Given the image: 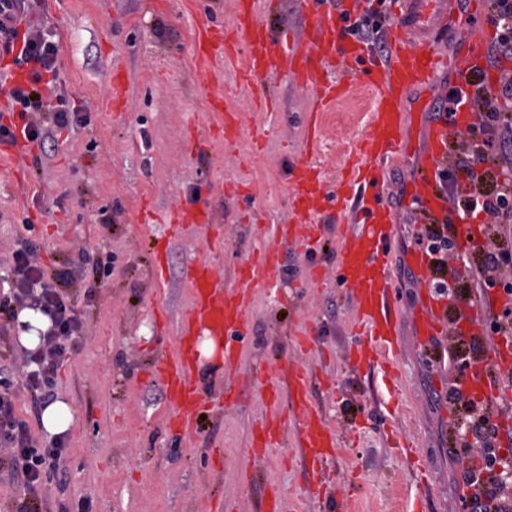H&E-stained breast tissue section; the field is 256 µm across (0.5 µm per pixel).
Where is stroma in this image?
Segmentation results:
<instances>
[{
  "instance_id": "stroma-1",
  "label": "stroma",
  "mask_w": 512,
  "mask_h": 512,
  "mask_svg": "<svg viewBox=\"0 0 512 512\" xmlns=\"http://www.w3.org/2000/svg\"><path fill=\"white\" fill-rule=\"evenodd\" d=\"M236 0H26L37 31L59 47L56 91L79 120L55 129L44 148L0 154V270L17 238L31 241L45 266L70 269L100 250L113 257L104 282L77 283L85 339L59 369L56 398L72 422L64 464L51 475L50 512H263L275 487L284 512H464L462 468L448 443L450 409L437 399L448 389L440 365H426L411 315L420 288L394 276L404 314L398 330L400 395L383 402L374 373L350 366L357 331L353 303L336 279L342 235L356 232L348 218L324 212L320 239L310 242L294 225L288 200L293 170L309 159L335 189L357 160L374 106L360 84L320 113L323 145L305 152L313 93L285 70L266 77L264 92L241 77L242 63L214 61L210 93L194 84L198 59L193 34L201 26L230 28ZM275 35L305 40L311 21L300 0L257 7ZM449 59L431 84L413 92L403 109L412 116L411 148L389 162L383 189L397 191L394 174L413 181L428 147L431 112L447 85L458 43L440 41ZM126 86L114 108L113 74ZM223 97L212 109L210 94ZM237 115L231 140H191L192 130L220 126L223 112ZM210 206L213 221L189 224L174 235H145L143 224L177 209ZM275 245L278 292L264 279H247V265ZM163 262H156V253ZM209 261L230 290L245 289L249 332L237 343L233 367L223 346L203 357L196 376L203 402L193 436L171 432L165 421L166 390L153 378L157 354L175 355L177 328L192 302L184 277L188 264ZM322 276L309 280L308 267ZM312 334L308 352L293 340ZM305 368L311 400L336 431L338 447L321 493L308 490L305 461L295 436L268 453L253 435L272 415L288 416L291 403L271 384L290 366ZM267 384L258 383V367ZM22 366L10 382L16 411L39 444L50 438L42 410L22 386ZM233 398H226V384ZM409 439L430 472L420 489L412 460L397 443Z\"/></svg>"
}]
</instances>
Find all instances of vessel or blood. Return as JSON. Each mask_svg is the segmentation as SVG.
I'll list each match as a JSON object with an SVG mask.
<instances>
[{
  "label": "vessel or blood",
  "mask_w": 512,
  "mask_h": 512,
  "mask_svg": "<svg viewBox=\"0 0 512 512\" xmlns=\"http://www.w3.org/2000/svg\"><path fill=\"white\" fill-rule=\"evenodd\" d=\"M391 2L393 25L388 38L389 53L383 60L369 55L360 44L341 34V15L353 10L355 0H302V7L311 18V34L308 40L289 44L284 52L279 51L270 30L257 20L254 0H236L234 24L246 34L245 51L226 47L222 30L207 27L195 34L196 55L204 64L194 78L198 88H208L212 82L206 62L218 56L229 62L241 54L246 57L244 79L248 84L261 86L263 79L283 61L293 81L315 88L316 98L307 124L306 150L310 153L318 150L323 139L319 112L341 98L350 82L362 81L372 89L375 108L368 131L358 147L360 161L347 175V187L333 194L325 192L320 169L313 163L303 162L293 173L290 206L297 223L311 230L316 227L318 215L332 204L340 211L350 212L359 224V232L343 237L340 242L338 279L351 293L361 328L352 362L382 376L399 367L394 332L401 311L389 268L394 214L384 200L381 170L388 160L409 147L407 115L402 103L418 87L429 83L441 61L436 46L442 39L460 43V74H467L472 67L485 63L483 37L465 28L457 0ZM334 66L343 70V78H329L328 71ZM452 131L464 139L470 136L468 123L462 122L456 113L433 124V149L428 163L419 168L413 189L420 210L436 217L450 211L448 204L436 195L434 185L448 150V134ZM209 220L210 213L205 209L175 210L164 217L163 223L172 233L181 225L205 224ZM413 265L422 288V299L414 318L426 352H434L436 341L450 334L479 335V322L497 314L502 305L500 292L486 288L471 302L459 304L455 323H448L445 316L448 301L433 290L429 254L416 251ZM185 277L193 300L179 323L178 353L172 358L158 356L154 376L167 391L171 409L167 419L169 427L190 435L196 430L199 406L194 377L199 359L195 341L207 335L240 342L248 331V322L242 292L226 293L223 284L214 279L208 262L191 263ZM511 368L512 342L497 336L480 359L460 363L456 385L464 397L472 399L492 416L497 403L512 400V395L504 393L494 375ZM279 386L291 395V416L287 419L275 416L262 425L261 448L270 451L285 433H294L303 450L310 481L320 483L325 466L335 454L336 434L310 403L311 378L306 370L291 368L281 376Z\"/></svg>",
  "instance_id": "obj_1"
}]
</instances>
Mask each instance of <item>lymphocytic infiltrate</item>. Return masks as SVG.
<instances>
[{
	"label": "lymphocytic infiltrate",
	"mask_w": 512,
	"mask_h": 512,
	"mask_svg": "<svg viewBox=\"0 0 512 512\" xmlns=\"http://www.w3.org/2000/svg\"><path fill=\"white\" fill-rule=\"evenodd\" d=\"M357 16L343 14V31L369 50L382 47L385 25L390 19L389 0H365ZM11 8V0H0V52L14 54L19 66H30L31 86L12 88V107L18 108L24 121L21 131H13L0 123V144L24 137L44 144L47 134L34 124V112H51L56 127L74 123L76 114L66 100L57 104L44 102L41 87H54L58 74L59 48L41 32L19 36L17 28L2 21ZM487 21L495 30L486 63L498 67L512 61V0H488ZM468 85L474 94L459 87H449L432 114L433 120L466 110L472 112V138L463 144H452L453 162L437 175L438 194L449 200L452 218L426 225L415 235V243L433 255L432 282L438 296L452 302L470 301L469 281L480 285H501L512 296V281L504 280L512 269V74H501L497 90L486 87L485 76L471 72ZM482 220L487 244L474 247L465 264L467 273L448 276V258L456 253V224ZM70 271L48 272L33 257L28 239L16 242L12 263L0 283L8 291L0 295V317L14 320L20 310L32 309L46 316L50 325L42 332L41 344L23 353L24 385L42 406L55 400L57 372L66 354L75 352L82 339V315L68 289ZM446 398L455 409V422L461 446L455 451L463 460V482L471 486L464 499L466 512H512V456L504 454L498 444V430L488 415L476 409L462 395L447 392ZM0 447L8 454L7 464L14 482L22 489L17 512H40L48 497V477L59 466L68 450V435H54L46 446H38L30 434L28 423L16 414L12 391H0Z\"/></svg>",
	"instance_id": "lymphocytic-infiltrate-1"
}]
</instances>
